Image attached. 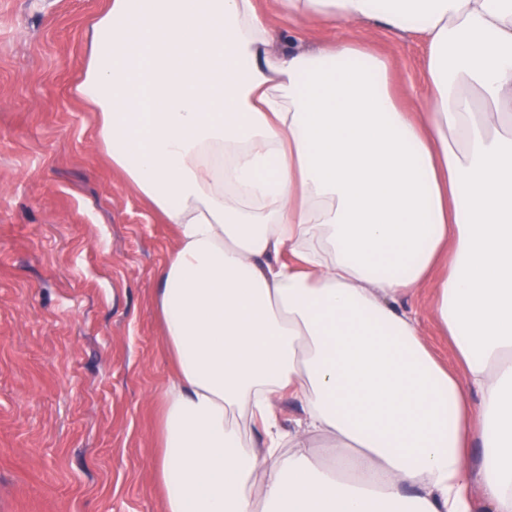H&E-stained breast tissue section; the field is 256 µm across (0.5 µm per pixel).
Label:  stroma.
Listing matches in <instances>:
<instances>
[{
	"mask_svg": "<svg viewBox=\"0 0 512 512\" xmlns=\"http://www.w3.org/2000/svg\"><path fill=\"white\" fill-rule=\"evenodd\" d=\"M107 0H0V512H161L160 395L170 366L153 274L171 225L96 145L74 96L90 20ZM273 48L337 27L271 18ZM397 65L414 107L424 47L345 31Z\"/></svg>",
	"mask_w": 512,
	"mask_h": 512,
	"instance_id": "35a3bbf8",
	"label": "stroma"
}]
</instances>
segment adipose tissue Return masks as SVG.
<instances>
[{"instance_id":"1","label":"adipose tissue","mask_w":512,"mask_h":512,"mask_svg":"<svg viewBox=\"0 0 512 512\" xmlns=\"http://www.w3.org/2000/svg\"><path fill=\"white\" fill-rule=\"evenodd\" d=\"M272 5L420 35L416 107L364 43L273 50L257 0H109L73 89L175 230L163 512H512V0ZM409 303L415 307L423 321L425 339L430 350L445 364H448L449 368L453 367L454 359L448 346V341L445 336H440L439 330L430 316L427 289H419L409 300Z\"/></svg>"}]
</instances>
